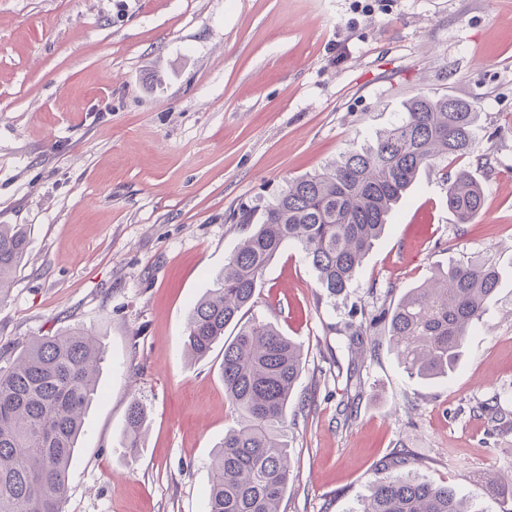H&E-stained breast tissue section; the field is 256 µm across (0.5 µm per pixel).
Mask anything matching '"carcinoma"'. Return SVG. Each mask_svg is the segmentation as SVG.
Instances as JSON below:
<instances>
[{
	"label": "carcinoma",
	"instance_id": "obj_1",
	"mask_svg": "<svg viewBox=\"0 0 512 512\" xmlns=\"http://www.w3.org/2000/svg\"><path fill=\"white\" fill-rule=\"evenodd\" d=\"M480 113L448 96H416L398 119L358 149L314 174L286 183L259 220L238 223L250 235L224 261L214 288L191 306L185 352L207 358L221 343L224 394L240 417L211 459L207 512H280L290 458L288 407L303 368L299 344L258 317L245 318L270 262L287 243L301 247L321 287L333 297L350 288L356 269L388 224L419 172L470 154ZM448 209L461 224L482 209L483 188L467 169L447 180ZM16 224H0V306L27 252ZM499 272L487 259L468 260L406 292L390 309L361 313L358 337L379 322L406 369L439 378L458 364L467 337L497 295ZM236 334L224 337L228 327ZM105 358L95 335L70 327L32 340L0 366V512H64L68 473ZM147 410L130 402L123 447H142ZM362 512H476L451 485L410 475L385 477Z\"/></svg>",
	"mask_w": 512,
	"mask_h": 512
}]
</instances>
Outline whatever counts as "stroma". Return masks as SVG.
Returning <instances> with one entry per match:
<instances>
[{"label":"stroma","mask_w":512,"mask_h":512,"mask_svg":"<svg viewBox=\"0 0 512 512\" xmlns=\"http://www.w3.org/2000/svg\"><path fill=\"white\" fill-rule=\"evenodd\" d=\"M418 95L477 108L472 153L421 172L347 294L292 246L256 290L253 314L303 353L281 512H359L376 480L407 473L500 512L483 477L512 482V0H0V224L28 239L0 351L81 325L106 354L66 512H205L239 418L222 347L191 362L183 336L247 234L236 215ZM459 168L484 190L470 224L448 208ZM477 257L499 287L456 370L411 376L380 324L374 352H351L356 312ZM134 399L148 420L132 454ZM146 417L147 410L143 404L136 399L132 400L127 410L123 439V448H127L130 453H135L142 446Z\"/></svg>","instance_id":"obj_1"}]
</instances>
